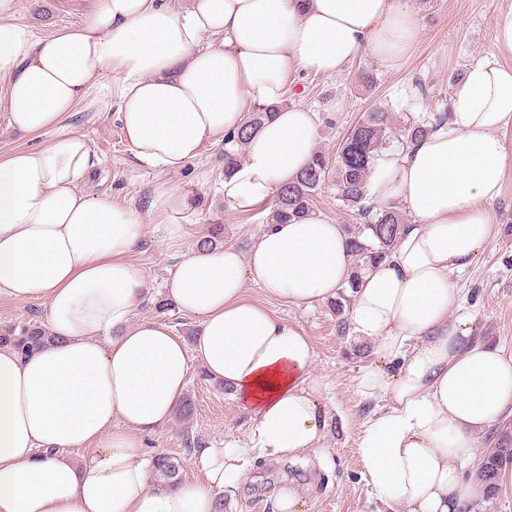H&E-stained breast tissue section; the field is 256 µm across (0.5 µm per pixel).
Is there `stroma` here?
I'll return each mask as SVG.
<instances>
[{
	"mask_svg": "<svg viewBox=\"0 0 512 512\" xmlns=\"http://www.w3.org/2000/svg\"><path fill=\"white\" fill-rule=\"evenodd\" d=\"M421 39L412 52L392 65L371 56H361L345 73L325 77L291 73L286 98L319 114L317 150L334 157L343 138L363 112L381 107L398 120L441 109L493 41L494 19L512 0H412ZM18 14L36 32L50 36L84 22L91 0H16ZM373 79L363 87L362 75ZM67 124L86 137L100 165L87 175L81 188L93 195H107L138 209L144 223H158L153 203L159 192L175 190L191 195L196 207L185 220L191 233L220 229L225 244L238 245L260 229L262 215L228 212L221 185L224 181V142L215 140L201 156L178 172L139 168L125 141L115 108L106 107L99 91L73 112ZM491 213L498 231L474 266L457 278L456 286L466 310L477 312L484 336L512 352V172ZM144 269L150 306L140 307L136 318L165 322L186 343H193L195 322L177 309L157 313L154 300L165 297V282L172 261L162 233H147L135 254ZM248 297L274 315L300 326L316 353L318 397L328 419L327 430L313 449L291 460L250 458L245 484L224 497V512H275L277 496L293 489L299 512H384L369 485L357 448L358 438L371 408L362 402L356 376L368 351H355L352 336L340 335L341 320L335 300L312 307H295L267 297L259 288H249ZM184 395L194 405L191 417H173L145 439L149 455L165 453L183 458L182 478L197 481L201 471L186 445L193 438L213 448L227 443H246L250 421L234 396L222 384L205 376L193 364Z\"/></svg>",
	"mask_w": 512,
	"mask_h": 512,
	"instance_id": "stroma-1",
	"label": "stroma"
}]
</instances>
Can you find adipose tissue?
Instances as JSON below:
<instances>
[{"label":"adipose tissue","mask_w":512,"mask_h":512,"mask_svg":"<svg viewBox=\"0 0 512 512\" xmlns=\"http://www.w3.org/2000/svg\"><path fill=\"white\" fill-rule=\"evenodd\" d=\"M421 37L409 0H94L81 25L43 37L0 0V105L42 146L0 159V296L41 301L53 342L0 346V512H216L256 451L291 459L327 428L301 327L247 296L294 306L348 290L346 317L371 360L356 376L374 409L358 450L386 512H472L464 474L495 425L512 419V353L463 313L453 278L490 244V205L512 169V6L467 72L446 121L385 150L373 203L409 214L389 253L352 278L342 225L319 215L266 224L244 247L186 245L193 203L165 191L174 264L168 294L199 324L193 344L136 320L145 274L138 210L79 186L98 165L71 131L74 106L113 75L117 117L139 167L176 172L254 107L275 112L222 184L236 213L268 210L307 166L318 115L283 106L290 72L334 76L361 54L390 65ZM233 392L248 448H199L201 480H152L143 439L171 420L191 363ZM90 449L75 460L73 451Z\"/></svg>","instance_id":"1"}]
</instances>
